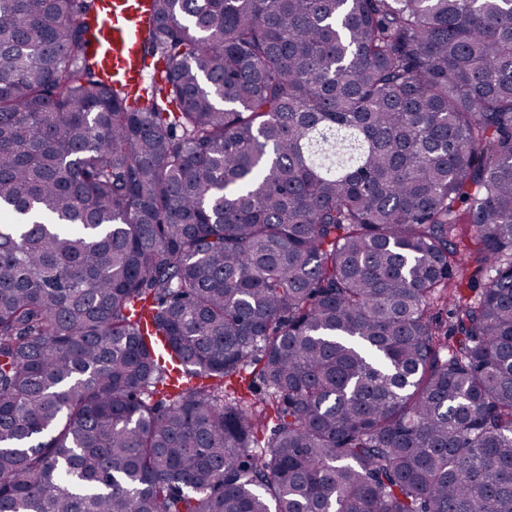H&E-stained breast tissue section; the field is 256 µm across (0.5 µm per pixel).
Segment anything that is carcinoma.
<instances>
[{
	"mask_svg": "<svg viewBox=\"0 0 512 512\" xmlns=\"http://www.w3.org/2000/svg\"><path fill=\"white\" fill-rule=\"evenodd\" d=\"M148 8L0 0V512H512V0ZM102 24L97 46L100 62L112 77L140 87L146 72L140 63L143 3L146 0H99Z\"/></svg>",
	"mask_w": 512,
	"mask_h": 512,
	"instance_id": "1",
	"label": "carcinoma"
}]
</instances>
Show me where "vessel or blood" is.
Listing matches in <instances>:
<instances>
[{"mask_svg": "<svg viewBox=\"0 0 512 512\" xmlns=\"http://www.w3.org/2000/svg\"><path fill=\"white\" fill-rule=\"evenodd\" d=\"M100 12L97 49L103 68L130 86L143 85L146 73L140 58L144 0H100Z\"/></svg>", "mask_w": 512, "mask_h": 512, "instance_id": "obj_1", "label": "vessel or blood"}]
</instances>
